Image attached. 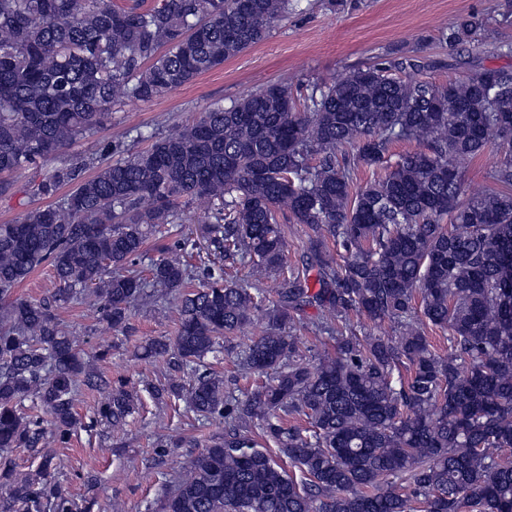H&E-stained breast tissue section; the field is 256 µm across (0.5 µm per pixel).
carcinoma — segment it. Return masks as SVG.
Returning a JSON list of instances; mask_svg holds the SVG:
<instances>
[{"label":"carcinoma","mask_w":512,"mask_h":512,"mask_svg":"<svg viewBox=\"0 0 512 512\" xmlns=\"http://www.w3.org/2000/svg\"><path fill=\"white\" fill-rule=\"evenodd\" d=\"M292 0H0V196L8 175L51 161L35 195L55 202L0 224V451L29 448L22 476L0 456V512H75L44 450L67 444L75 397L102 395L100 421L125 424L138 395L97 372L56 311L93 304L113 329L156 288L176 300L170 357L191 373L183 394L201 421L225 420L191 454L158 512H512V70L479 57L446 83L403 79L436 67L400 55L296 96L279 84L216 103L177 131L136 130L151 145L101 146L96 128L128 101L148 102L266 39ZM487 21L458 17L439 40L482 44ZM83 140L82 155L65 154ZM397 142L418 149L391 161ZM498 165L482 195L466 169L488 148ZM96 167L84 176L88 167ZM384 170L355 191L353 170ZM218 202L213 256L182 233L181 207ZM309 230L302 268L283 276L280 218ZM173 244H164L167 239ZM158 257L138 265L149 243ZM346 252L339 265L328 243ZM249 267L224 278V262ZM51 266L57 288L16 289ZM334 352H298L291 328ZM394 336L359 337L350 313ZM262 334L240 354L247 373L274 372L246 397L206 362L256 316ZM344 326H336L337 322ZM448 332V351L426 328ZM279 444L288 472L250 429ZM315 317V310H308L307 315L304 316V320H301L300 323L297 322L293 330V334L295 336H299L298 348L300 354L310 356L309 354H312V351L323 352L325 349H329L331 351L332 346L334 345V341L329 339L327 334H322L320 339H316L314 337L315 334L307 329L306 323L312 321V319H315ZM309 348H312L310 352H308Z\"/></svg>","instance_id":"obj_1"}]
</instances>
